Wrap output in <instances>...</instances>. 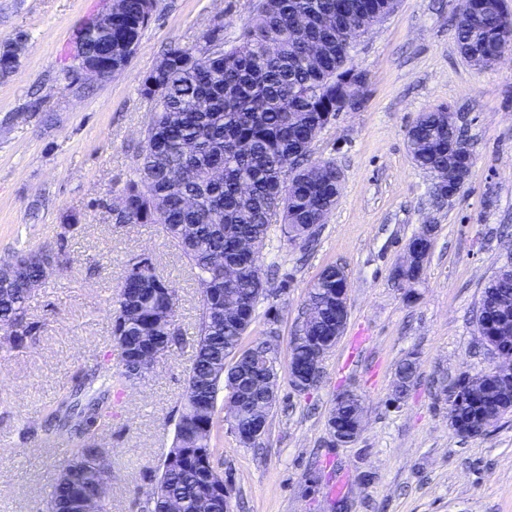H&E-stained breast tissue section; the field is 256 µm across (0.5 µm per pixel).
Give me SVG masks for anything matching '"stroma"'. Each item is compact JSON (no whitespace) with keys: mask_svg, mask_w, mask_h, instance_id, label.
Segmentation results:
<instances>
[{"mask_svg":"<svg viewBox=\"0 0 512 512\" xmlns=\"http://www.w3.org/2000/svg\"><path fill=\"white\" fill-rule=\"evenodd\" d=\"M252 5L158 0L129 66L87 81L72 72L74 42L106 0H0V47L26 40L17 69L0 76V263L21 246L60 239L73 258L29 301L35 336L0 353V512H46L65 460L37 426L73 376L109 350L110 299L127 260L140 254L176 291L182 341L112 408L106 512H137L156 484L195 353L200 290L161 227L114 223L112 202L151 119L138 92L143 75L166 49L194 46L213 27L235 43ZM456 6L398 0L361 39L354 60L367 76L364 103L338 113L312 146L313 158L341 170L339 199L307 247L289 243L281 224L268 228L262 268L288 288L260 302L244 346L271 339L286 367L308 290L332 264L348 276V317L314 389L299 394L280 378L262 447L242 446L220 414L213 444L231 512H334L340 501L346 512H512V413L485 437L464 439L449 425L443 393L460 372L492 364L476 310L512 254V50L487 69L468 63L454 39ZM441 105L464 115L473 165L461 194L440 206L407 131ZM426 224L436 232L410 302L392 272ZM410 353L418 378L398 401L394 369ZM343 390L363 396L365 422L355 443L337 446L327 416Z\"/></svg>","mask_w":512,"mask_h":512,"instance_id":"obj_1","label":"stroma"}]
</instances>
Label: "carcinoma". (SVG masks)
Segmentation results:
<instances>
[{
  "mask_svg": "<svg viewBox=\"0 0 512 512\" xmlns=\"http://www.w3.org/2000/svg\"><path fill=\"white\" fill-rule=\"evenodd\" d=\"M155 0H118L112 19V74L125 70L142 31L154 15ZM390 0H257L236 44L213 51L211 32L197 45L167 50L139 84L153 104L134 174L112 204L117 224H158L194 271L202 300L198 341L187 372L172 447L156 483L155 497L141 512H202L205 504L224 512L231 489L215 463L212 432L218 404L237 406L234 433L248 447L258 410L270 412L277 399V358L268 342L244 350L242 338L256 319L261 300L272 295L261 267V250L269 224L280 220L288 241L305 245L307 226L316 224L336 204L342 175L330 159H310L311 144L336 118L351 96L357 68L353 49L336 30L370 20L387 10ZM456 44L477 65L487 67L512 48V15L504 0H492L474 16L454 18ZM446 106L418 115L407 132L408 149L425 171H468L472 155L450 149L463 139L447 123ZM343 271L328 266L309 289L304 321L287 362L289 385L301 392L307 372L318 358L310 337L331 336L341 322L336 300ZM31 294L16 288L0 300V336L17 346L33 337L27 317ZM176 296L151 259L137 268L127 262L117 285L112 313L117 364L102 359L75 378L44 426L46 440L75 444L47 495V512H63L65 503L85 492L105 502L112 491L100 443L68 427L69 412L88 414L95 433L110 423L112 396L132 381L134 360L125 347L160 338L163 352L179 342L173 325ZM480 308L496 316L486 330L512 336V272L499 271L485 285ZM224 365V377L211 379ZM417 357L410 353L395 368L396 399L404 398L415 378ZM497 368L471 375L451 388L448 420L463 438H480L512 412V386ZM94 396L84 402L81 396ZM365 410L361 395L336 396L327 426L331 440L349 445Z\"/></svg>",
  "mask_w": 512,
  "mask_h": 512,
  "instance_id": "carcinoma-1",
  "label": "carcinoma"
}]
</instances>
